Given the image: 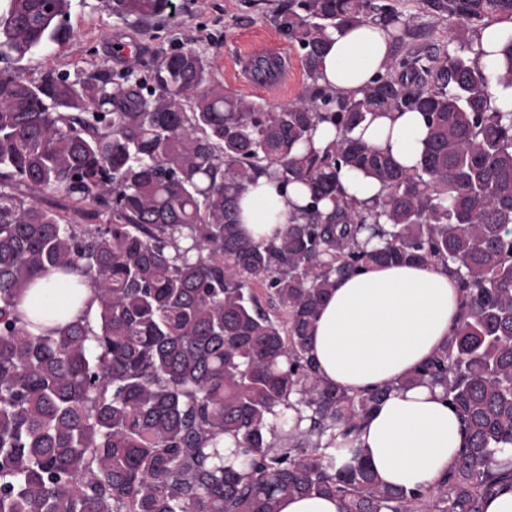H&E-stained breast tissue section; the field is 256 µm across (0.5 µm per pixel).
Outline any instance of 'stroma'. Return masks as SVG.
<instances>
[{"mask_svg": "<svg viewBox=\"0 0 512 512\" xmlns=\"http://www.w3.org/2000/svg\"><path fill=\"white\" fill-rule=\"evenodd\" d=\"M176 15H164L142 22L123 19L112 12V0H71V37L61 47L49 46L15 61L14 66L28 79L36 80L47 72L83 79L98 67L115 72L135 69L146 78L158 68L165 55L187 47L195 48L211 61L214 85L225 94L261 105L271 111L288 105L302 93L308 79L297 45L280 34L276 16L288 0H175ZM404 10L411 15L417 32L411 44L423 48L431 44L447 45L448 26L431 13L425 0H406ZM261 40L271 50L287 49L294 63L287 93L272 97L263 91L244 87L239 79V53L248 43ZM117 43L138 47L136 61L124 60L113 53Z\"/></svg>", "mask_w": 512, "mask_h": 512, "instance_id": "obj_1", "label": "stroma"}]
</instances>
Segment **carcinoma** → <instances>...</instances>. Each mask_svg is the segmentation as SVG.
Instances as JSON below:
<instances>
[{"mask_svg":"<svg viewBox=\"0 0 512 512\" xmlns=\"http://www.w3.org/2000/svg\"><path fill=\"white\" fill-rule=\"evenodd\" d=\"M0 58L71 31V0H5ZM448 47L394 52L359 97L317 84L347 25L408 32L399 0H288L280 32L309 84L268 112L227 96L195 48L164 57L149 95L134 71L70 82L0 70V512H278L328 496L340 512H485L512 481V31L490 66L475 37L512 20V0H426ZM170 0H113L118 16H163ZM421 113L406 169L352 136L370 112ZM321 123L338 133L319 153ZM386 195L359 210L339 171ZM275 172L309 201L270 243L244 237L235 202ZM57 193L99 224L44 208ZM436 263L457 277L462 318L401 382L441 389L465 446L434 487L383 484L355 443L391 393L325 382L310 332L336 281L369 264ZM77 272L95 311L29 331L17 305L46 274ZM235 443L234 463L222 441Z\"/></svg>","mask_w":512,"mask_h":512,"instance_id":"cac0c4a2","label":"carcinoma"}]
</instances>
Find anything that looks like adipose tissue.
<instances>
[{
  "label": "adipose tissue",
  "instance_id": "1",
  "mask_svg": "<svg viewBox=\"0 0 512 512\" xmlns=\"http://www.w3.org/2000/svg\"><path fill=\"white\" fill-rule=\"evenodd\" d=\"M393 40L383 25L367 22L335 33L323 58L318 84L328 93L361 96L385 72ZM405 167L421 154L427 128L417 112H378L354 131ZM309 188L282 186L263 175L249 183L238 202L243 234L256 242L277 240ZM78 275L51 273L38 279L20 311L37 323L65 325L94 305L90 288L68 300ZM40 298L42 311L32 307ZM461 311L457 279L425 264H370L338 280L316 320L309 356L328 383L351 392L392 387V394L365 419L358 433L379 479L392 487H432L454 465L463 434L455 410L439 391L398 384L447 343Z\"/></svg>",
  "mask_w": 512,
  "mask_h": 512
}]
</instances>
